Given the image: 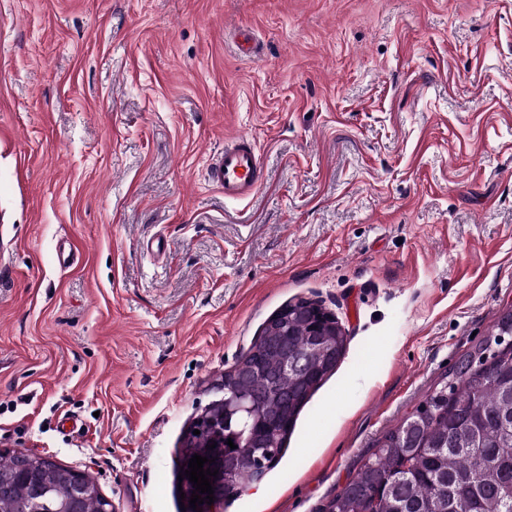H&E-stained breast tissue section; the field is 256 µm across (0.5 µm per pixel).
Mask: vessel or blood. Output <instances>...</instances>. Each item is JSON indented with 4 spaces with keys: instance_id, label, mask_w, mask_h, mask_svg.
Listing matches in <instances>:
<instances>
[{
    "instance_id": "obj_1",
    "label": "vessel or blood",
    "mask_w": 512,
    "mask_h": 512,
    "mask_svg": "<svg viewBox=\"0 0 512 512\" xmlns=\"http://www.w3.org/2000/svg\"><path fill=\"white\" fill-rule=\"evenodd\" d=\"M206 177L225 198L237 200L255 194L265 181L260 155L243 136L225 139L223 151L209 161Z\"/></svg>"
}]
</instances>
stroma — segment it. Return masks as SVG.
Instances as JSON below:
<instances>
[{
    "mask_svg": "<svg viewBox=\"0 0 512 512\" xmlns=\"http://www.w3.org/2000/svg\"><path fill=\"white\" fill-rule=\"evenodd\" d=\"M301 300L345 356L211 512H322L512 308V0H0V449L183 512L213 381ZM206 177L225 198L237 200L255 194L265 181L260 154L243 136L224 140V151L209 161Z\"/></svg>",
    "mask_w": 512,
    "mask_h": 512,
    "instance_id": "1",
    "label": "stroma"
}]
</instances>
